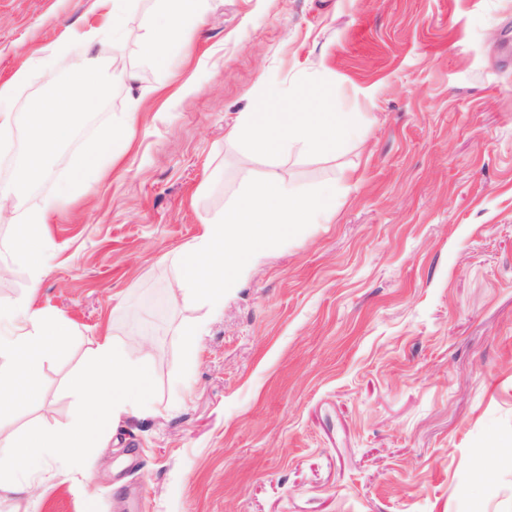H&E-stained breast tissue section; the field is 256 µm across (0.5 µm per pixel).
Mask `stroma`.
I'll return each instance as SVG.
<instances>
[{"label":"stroma","instance_id":"stroma-1","mask_svg":"<svg viewBox=\"0 0 512 512\" xmlns=\"http://www.w3.org/2000/svg\"><path fill=\"white\" fill-rule=\"evenodd\" d=\"M157 0H131L93 125L26 201H54L46 272L0 276V301L67 319L41 394L0 395V442L63 426L87 350L107 332L149 357L148 410L70 461L18 476L0 512H512V0H208L187 54L141 55ZM104 0H0V83L35 67L25 103L66 78L37 69ZM161 94L152 89L159 81ZM348 113L336 153L252 154L227 131L266 84ZM147 95L103 180L60 193L67 159ZM277 170L336 184V215L272 250L220 313L176 301L174 254L246 184ZM204 322L193 368L184 323Z\"/></svg>","mask_w":512,"mask_h":512}]
</instances>
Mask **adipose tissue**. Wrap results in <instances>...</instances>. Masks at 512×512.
<instances>
[{
  "label": "adipose tissue",
  "mask_w": 512,
  "mask_h": 512,
  "mask_svg": "<svg viewBox=\"0 0 512 512\" xmlns=\"http://www.w3.org/2000/svg\"><path fill=\"white\" fill-rule=\"evenodd\" d=\"M107 24L75 33L73 40L54 45L40 60L46 68L66 56L72 43L90 47L117 33L128 0H111ZM207 0H160L159 22L150 24L143 38L142 55L150 63H160L172 51L189 47V35L201 25ZM34 76V69L21 67L0 83V136L14 128L28 132L15 176L0 184V220L20 226L21 232L10 254L14 264L30 267L41 274L44 256L41 242L50 221V207L21 211L20 206L34 184L48 173V160L69 141L74 129L90 110L101 105L112 74L108 66L87 56L71 65L64 84L41 96L34 108L16 112L12 102ZM281 88L267 86L251 111L241 113L228 133L229 139L244 140L253 153L278 156L291 150L302 152L339 150L353 135L346 113L332 111L323 99L311 108L282 112L273 116L269 103L280 100ZM142 97L132 99L125 114L117 118L107 142L73 153L69 166L76 178H104L118 155L114 143L130 144L135 120L145 106ZM0 324L10 336L0 339V386L21 389L25 398L39 394L38 380L43 361L62 346L72 334L69 322L32 307L31 303H0ZM91 368L75 373L69 388L81 408L65 426L36 428L22 438L0 446V491L18 492L14 476L25 470H38L56 453L84 463L90 449L99 447L104 415L119 417L139 413L148 403L147 355H131L111 335L98 337L89 352Z\"/></svg>",
  "instance_id": "adipose-tissue-1"
}]
</instances>
